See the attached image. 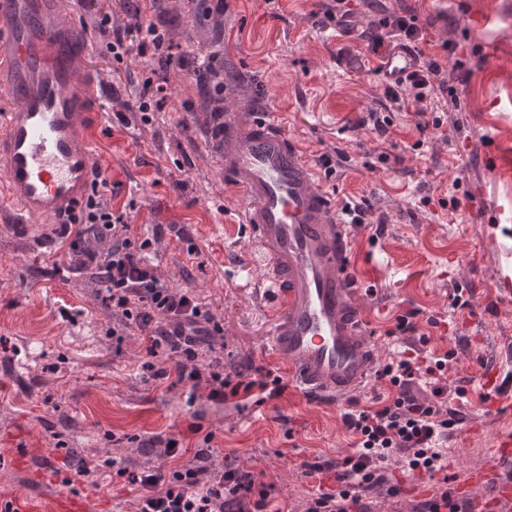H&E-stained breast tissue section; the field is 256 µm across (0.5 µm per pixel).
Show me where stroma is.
Wrapping results in <instances>:
<instances>
[{
  "label": "stroma",
  "instance_id": "obj_1",
  "mask_svg": "<svg viewBox=\"0 0 512 512\" xmlns=\"http://www.w3.org/2000/svg\"><path fill=\"white\" fill-rule=\"evenodd\" d=\"M332 0H152L145 20L160 24L174 46L169 65L132 53L113 61L106 50L115 29L128 25L115 12L99 28L96 0H57L62 21L92 48L83 59L104 92L88 136L111 182L112 205L135 201L130 222L154 237L150 251L163 279L191 289L224 327V370L253 374L263 368L287 376L271 353L277 314L253 239L243 222L250 205L240 186L204 144L211 124L212 83L195 72L197 53L218 52L225 111L265 108L286 137L300 141L313 161L330 156L325 171L337 202L365 201L366 223L354 228L350 267L357 300L371 311L369 330L381 337L379 364L398 353H452L440 379L443 407L458 422L448 431L446 478L405 471L394 454L382 472L403 492L364 493L373 512H413L442 485L466 487L470 498L489 497L473 479L497 432L512 414L479 408L480 373L512 369V305L494 288L512 266V173L496 164L512 149V0H354L349 31L337 29ZM412 10L423 30L424 59L442 60L444 41L458 43L464 66L457 102L435 91L426 114L384 97L386 80L372 52L381 8ZM163 89L150 120L138 110L144 80ZM391 124L378 137L371 113ZM443 123L431 124L433 113ZM388 162H381L380 153ZM457 198L451 209L444 202ZM55 224L0 226V499L48 495L82 461L116 457L139 467L156 465L140 439L176 437L194 445L193 426L214 431L209 469L240 467L261 475L277 500L302 512L319 486L306 464L337 461L355 437L343 415L353 405L381 407L390 389L372 379L354 401L330 404L287 387L255 407L252 400L217 403L210 387L144 381L137 363L148 341L128 331L114 349L118 321L105 308L89 273L74 270L59 248ZM184 240H177L176 231ZM195 254H188L187 244ZM460 264L449 267V254ZM461 292L470 308L452 305ZM416 333L390 336L398 317ZM463 386L465 398L453 389ZM52 453L49 468H21L16 459ZM75 487L88 512H133L137 487L99 470Z\"/></svg>",
  "mask_w": 512,
  "mask_h": 512
}]
</instances>
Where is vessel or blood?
Listing matches in <instances>:
<instances>
[{"label": "vessel or blood", "instance_id": "vessel-or-blood-1", "mask_svg": "<svg viewBox=\"0 0 512 512\" xmlns=\"http://www.w3.org/2000/svg\"><path fill=\"white\" fill-rule=\"evenodd\" d=\"M88 40L61 24L53 0H0V92L15 101L0 115V223L30 217L63 221L88 194L95 152L88 118L102 90L80 67ZM402 48L384 55L381 69L395 80L413 69ZM224 173L245 192L244 222L264 262V277L280 297L271 338L290 379L306 396L347 398L371 378L378 343L367 331V312L356 300L348 253L353 234L321 169L303 145L286 138L266 112L247 119L224 114L209 134ZM496 372L481 377L489 392L484 409H512L499 395ZM492 497L471 512H512V428L500 430L486 463L476 471ZM66 488L50 498H27L20 508L0 500V512H84Z\"/></svg>", "mask_w": 512, "mask_h": 512}]
</instances>
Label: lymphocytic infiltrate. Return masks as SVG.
Segmentation results:
<instances>
[{
    "label": "lymphocytic infiltrate",
    "mask_w": 512,
    "mask_h": 512,
    "mask_svg": "<svg viewBox=\"0 0 512 512\" xmlns=\"http://www.w3.org/2000/svg\"><path fill=\"white\" fill-rule=\"evenodd\" d=\"M109 48L120 59L134 48L162 53L169 44L163 29L140 20L116 32ZM440 72L434 60L417 66L387 86L385 97L397 104L407 94L414 102H423L433 91L432 76ZM92 185L91 196L67 216L58 238L76 255L77 269L90 270L101 283L102 301L124 329L146 333L149 344L139 367L141 377L151 381L170 375L175 383L193 388L205 381L211 398L222 402L262 393L282 395L283 380L272 371L225 372L224 355L214 346L224 332L221 322L194 291L177 293L162 281L148 257L151 240L136 233L126 212L113 210L108 197L111 183L103 171H95ZM104 238L112 241L107 252L89 248L90 240ZM161 353L173 359V372L157 368L155 359ZM448 361L445 355L421 360L405 354L383 365L378 376L394 389L390 402L344 414L356 449L334 463L333 487L313 494L304 512H365L362 491L385 483L381 465L397 451L404 453L408 472L432 478L446 469L448 456L441 443L453 420L437 401L443 390L433 388L431 398L423 399L412 388L421 376L445 374ZM214 439V432H206L190 460L184 459V444L178 440L165 446L159 465L152 468L139 471L114 458L102 465L111 469L113 478L140 488L135 512H288L287 505L273 502L265 483L251 472L228 468L204 475L201 463L212 455Z\"/></svg>",
    "instance_id": "obj_1"
}]
</instances>
